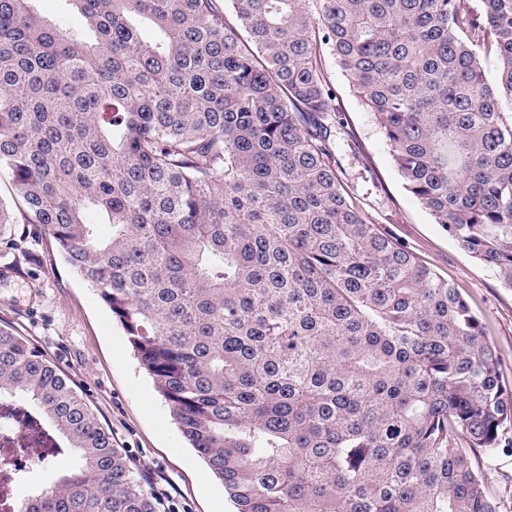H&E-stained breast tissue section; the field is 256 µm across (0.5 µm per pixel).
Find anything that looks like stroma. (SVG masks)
Instances as JSON below:
<instances>
[{"label":"stroma","mask_w":512,"mask_h":512,"mask_svg":"<svg viewBox=\"0 0 512 512\" xmlns=\"http://www.w3.org/2000/svg\"><path fill=\"white\" fill-rule=\"evenodd\" d=\"M325 79L336 100V171L366 218L448 279L469 301L512 386V288L459 248L405 189L381 127L333 57ZM0 324L16 329L71 378L167 512H234L223 486L191 448L97 291L59 254L41 225L0 240ZM500 512H512V457L469 451Z\"/></svg>","instance_id":"35a3bbf8"}]
</instances>
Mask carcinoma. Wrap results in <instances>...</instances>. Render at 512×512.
<instances>
[{"label":"carcinoma","mask_w":512,"mask_h":512,"mask_svg":"<svg viewBox=\"0 0 512 512\" xmlns=\"http://www.w3.org/2000/svg\"><path fill=\"white\" fill-rule=\"evenodd\" d=\"M67 2L91 37L0 0V176L235 512H498L467 449L512 456V387L459 290L347 196L323 52L405 189L512 288V0ZM0 406L79 464L19 512H162L69 376L1 326Z\"/></svg>","instance_id":"carcinoma-1"}]
</instances>
